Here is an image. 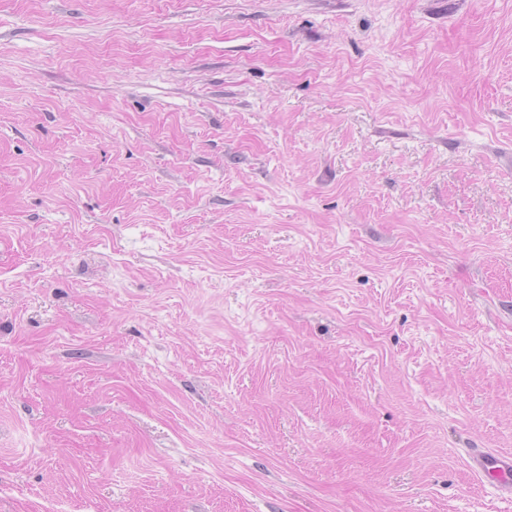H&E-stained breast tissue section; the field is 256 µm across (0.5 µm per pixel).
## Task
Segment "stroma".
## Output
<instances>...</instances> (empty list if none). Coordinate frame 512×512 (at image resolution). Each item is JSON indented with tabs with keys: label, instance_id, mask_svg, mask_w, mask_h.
I'll use <instances>...</instances> for the list:
<instances>
[{
	"label": "stroma",
	"instance_id": "35a3bbf8",
	"mask_svg": "<svg viewBox=\"0 0 512 512\" xmlns=\"http://www.w3.org/2000/svg\"><path fill=\"white\" fill-rule=\"evenodd\" d=\"M512 0H0V512H512ZM467 464L480 479L512 498V454L490 448H468Z\"/></svg>",
	"mask_w": 512,
	"mask_h": 512
}]
</instances>
